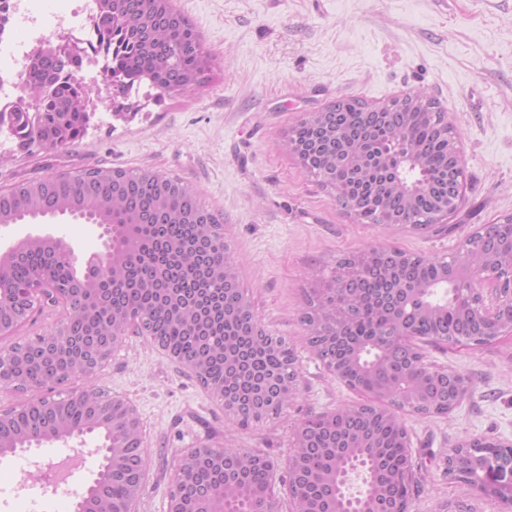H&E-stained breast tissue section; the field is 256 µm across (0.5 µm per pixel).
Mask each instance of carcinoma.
<instances>
[{"label":"carcinoma","instance_id":"cac0c4a2","mask_svg":"<svg viewBox=\"0 0 512 512\" xmlns=\"http://www.w3.org/2000/svg\"><path fill=\"white\" fill-rule=\"evenodd\" d=\"M101 7L104 19L96 25L94 52L111 56L105 72L122 95V100H112L113 116L127 122L136 117L127 102L128 79L148 82L160 98L190 93L202 82L208 59L198 34L187 17L169 12V0H104ZM53 51L47 45L32 56L26 90L37 96L35 107L0 112V132H10L21 147L34 142L51 150L73 145L91 123L80 108L88 89L74 74L82 65L80 51L59 68ZM442 120L441 109L430 98L405 108L343 98L319 120L294 126L284 146L301 154L306 170L336 191L338 203L352 207L360 223L419 224L451 187L448 158L456 148V134L451 127L448 134L441 133ZM63 216L106 229V263L84 275L62 241L49 236L28 237L16 246L3 262L4 280L24 284L46 277L58 287L68 316L48 330L58 337L54 355L24 360L30 339L11 345L9 354L18 366L0 383L28 390L82 378L86 386L72 391L63 413L42 399L6 412L0 455L64 435L96 433L109 447L108 462L99 469L80 512H122L141 491L148 459L123 424L110 429L92 420L90 399L105 396L82 369L89 341L116 322L145 320L204 389L221 385L225 396L245 404L236 419L241 427L278 415L288 397L286 384L299 376L296 357L286 342L255 336L259 317L234 314L244 293L237 281L224 278L227 248L211 229L218 220L179 179L152 170L96 168L0 192V225L38 224ZM510 243L512 218L479 236L475 247L486 262L494 263ZM465 249L447 260L382 246L364 250L360 263L352 255L340 258L336 271L344 279L312 289L303 314L312 351L327 366L347 368L350 389L390 399L399 367L411 365L417 356L416 346H406L392 332L434 343L464 338L483 345L475 292L463 294L456 274ZM338 307L354 338L347 347L336 346L321 323L322 314ZM28 312L25 305L0 307L4 335L20 330ZM381 344L401 356L380 361L375 373L355 362V350L371 361ZM420 388L415 407L431 402L434 414H448V406L438 402L435 379L423 380ZM304 427L302 446L288 460L289 489L303 512H361L363 506L369 512H405L416 488L403 482L408 429L398 412L345 405L307 418ZM255 457L239 448H212L193 460L189 489L175 484L170 499L177 500L178 512H211L217 503L210 493L221 488L223 512H252L267 486V474L255 465ZM359 463L370 478V497L362 505L347 500L340 483L341 473Z\"/></svg>","mask_w":512,"mask_h":512}]
</instances>
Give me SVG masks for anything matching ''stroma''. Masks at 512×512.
Returning a JSON list of instances; mask_svg holds the SVG:
<instances>
[{"label": "stroma", "instance_id": "35a3bbf8", "mask_svg": "<svg viewBox=\"0 0 512 512\" xmlns=\"http://www.w3.org/2000/svg\"><path fill=\"white\" fill-rule=\"evenodd\" d=\"M210 61L190 95L148 100L133 121L113 119L105 99L86 136L63 150L19 149L0 136V190L20 181L90 168L148 169L181 179L214 212L240 284L263 326L296 356L297 395L274 417L240 428L196 377L143 337L128 336L95 384L131 402L142 421L148 465L135 512H168L175 466L199 443L232 446L275 464L277 512H293L288 460L297 425L366 397L312 353L302 316L313 276L331 279L338 258L383 244L447 258L482 225L512 215V0H173ZM420 90L459 133L463 199L452 235L362 224L282 147L298 116L353 97L380 106ZM52 235L80 258L101 251L95 224L0 226V253L28 236ZM429 361L470 379L445 415L403 412L410 462L422 491L411 512L453 500L475 512H505L496 499L450 479L445 460L464 439L512 444V343L481 348L425 344ZM96 436L56 441L0 457V512H73L72 498L43 491L37 466L84 455L71 486L90 485Z\"/></svg>", "mask_w": 512, "mask_h": 512}]
</instances>
